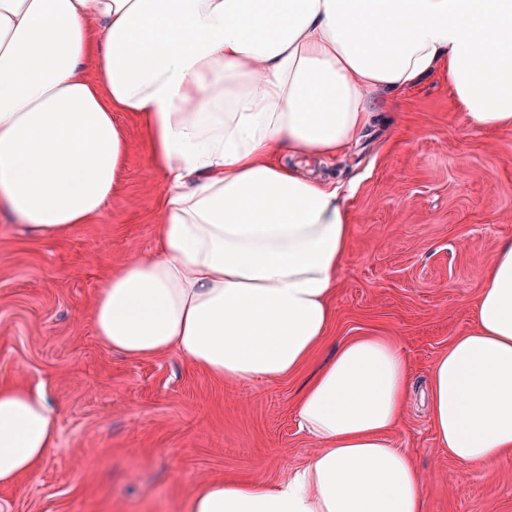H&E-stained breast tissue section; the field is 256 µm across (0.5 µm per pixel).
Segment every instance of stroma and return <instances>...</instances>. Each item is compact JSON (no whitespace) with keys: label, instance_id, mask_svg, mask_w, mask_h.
Segmentation results:
<instances>
[{"label":"stroma","instance_id":"1","mask_svg":"<svg viewBox=\"0 0 512 512\" xmlns=\"http://www.w3.org/2000/svg\"><path fill=\"white\" fill-rule=\"evenodd\" d=\"M112 199L52 237L0 215V384L43 389L58 442L35 476L0 486V512H182L209 480L279 481L315 448L297 426L303 383L348 338L396 341L415 387L393 436L421 469L424 512H512V463L468 469L440 448L424 399L437 356L470 324L481 270L512 240V129L472 128L430 76L344 156L313 163L350 189L353 235L327 336L294 376L228 384L177 353L132 359L95 333L97 290L154 254L162 176L138 118Z\"/></svg>","mask_w":512,"mask_h":512}]
</instances>
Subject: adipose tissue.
Wrapping results in <instances>:
<instances>
[{
  "mask_svg": "<svg viewBox=\"0 0 512 512\" xmlns=\"http://www.w3.org/2000/svg\"><path fill=\"white\" fill-rule=\"evenodd\" d=\"M438 74L478 130L512 129V0H0V213L52 235L112 197L114 113L142 120L163 177L155 255L102 282V344L179 352L235 383L296 373L321 345L351 240L348 198L305 172L357 144L389 98ZM472 322L429 370V421L466 467L512 461V241ZM411 367L392 340L344 341L303 385L317 448L276 484L198 485L185 512H424L390 435ZM58 439L39 390L0 384V484Z\"/></svg>",
  "mask_w": 512,
  "mask_h": 512,
  "instance_id": "obj_1",
  "label": "adipose tissue"
}]
</instances>
